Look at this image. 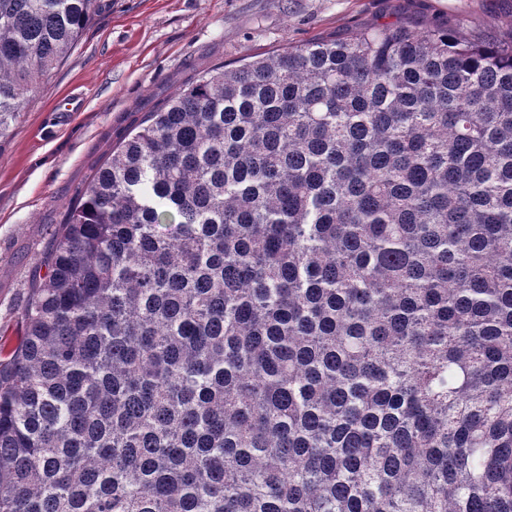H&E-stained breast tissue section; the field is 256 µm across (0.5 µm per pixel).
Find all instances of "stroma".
Instances as JSON below:
<instances>
[{"mask_svg": "<svg viewBox=\"0 0 512 512\" xmlns=\"http://www.w3.org/2000/svg\"><path fill=\"white\" fill-rule=\"evenodd\" d=\"M399 19L512 38V0H111L0 150V330L16 336L50 228L117 133L174 92L175 78Z\"/></svg>", "mask_w": 512, "mask_h": 512, "instance_id": "obj_1", "label": "stroma"}]
</instances>
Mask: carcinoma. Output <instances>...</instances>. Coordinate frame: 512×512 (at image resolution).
Returning a JSON list of instances; mask_svg holds the SVG:
<instances>
[{
	"instance_id": "obj_1",
	"label": "carcinoma",
	"mask_w": 512,
	"mask_h": 512,
	"mask_svg": "<svg viewBox=\"0 0 512 512\" xmlns=\"http://www.w3.org/2000/svg\"><path fill=\"white\" fill-rule=\"evenodd\" d=\"M108 0H0V147ZM0 337V512H512V40L377 24L179 83Z\"/></svg>"
}]
</instances>
